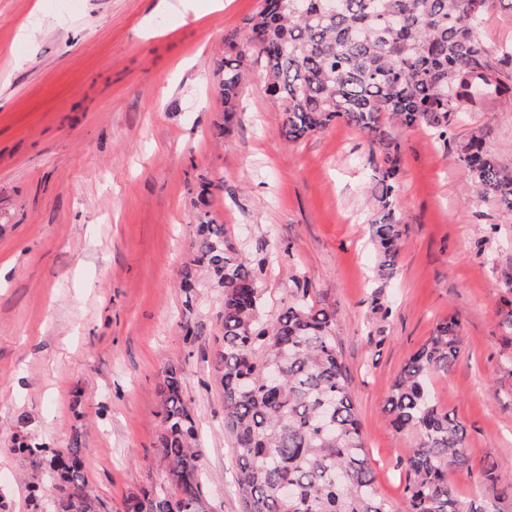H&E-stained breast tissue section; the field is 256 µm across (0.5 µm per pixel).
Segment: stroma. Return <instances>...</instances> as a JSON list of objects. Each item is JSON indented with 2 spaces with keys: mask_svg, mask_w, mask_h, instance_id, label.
Wrapping results in <instances>:
<instances>
[{
  "mask_svg": "<svg viewBox=\"0 0 512 512\" xmlns=\"http://www.w3.org/2000/svg\"><path fill=\"white\" fill-rule=\"evenodd\" d=\"M260 0H0V496L31 512L32 472L12 454L33 436L79 438L105 512L160 484L162 369L182 367L213 512H241L224 399L215 381L224 299L184 307L198 195L228 242L260 266L274 320L308 284L334 316L381 496L404 512L402 463L416 438L389 425L394 379L435 327L457 320L456 365L438 404L466 429L470 468L448 481L482 505L481 470L512 482V213L477 200L452 147L481 132L512 170V92L474 94L450 144L394 127L406 233L379 278L369 221L381 158L345 123L289 142L260 71L225 126L214 65ZM201 334L185 343L183 326Z\"/></svg>",
  "mask_w": 512,
  "mask_h": 512,
  "instance_id": "stroma-1",
  "label": "stroma"
}]
</instances>
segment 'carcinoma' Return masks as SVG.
<instances>
[{"label":"carcinoma","mask_w":512,"mask_h":512,"mask_svg":"<svg viewBox=\"0 0 512 512\" xmlns=\"http://www.w3.org/2000/svg\"><path fill=\"white\" fill-rule=\"evenodd\" d=\"M512 0H263L242 30L228 34L216 67L224 127L239 108L249 66L262 69L268 94L282 106L281 132L289 142L342 121L363 132L382 156L374 175L372 241L377 273L395 272L404 235L396 187L402 165L392 127L426 126L448 141L465 117L455 95L474 75L496 93L512 49L492 55L477 36L484 15ZM454 162L465 169L476 197L512 213V172L472 133ZM193 255L180 273L185 309L193 311L200 274L224 295L221 345L213 367L224 397V429L235 450L242 512H393L380 495L369 463L350 378L342 364L333 315L307 299L309 288L278 317H260L256 268L226 244L224 225L198 214ZM459 322L439 324L406 360L384 412L400 433L418 436L404 462L405 512H493L512 498L493 469L485 471L491 507L467 508L448 483V471L470 467L465 429L442 410L429 386L435 372L457 362ZM158 455L164 482L127 498L128 512H209L203 495L194 410L183 393V371H161ZM12 452L37 483L32 512L46 493L61 494L57 512H100L83 472L78 440L47 448L20 438Z\"/></svg>","instance_id":"cac0c4a2"}]
</instances>
